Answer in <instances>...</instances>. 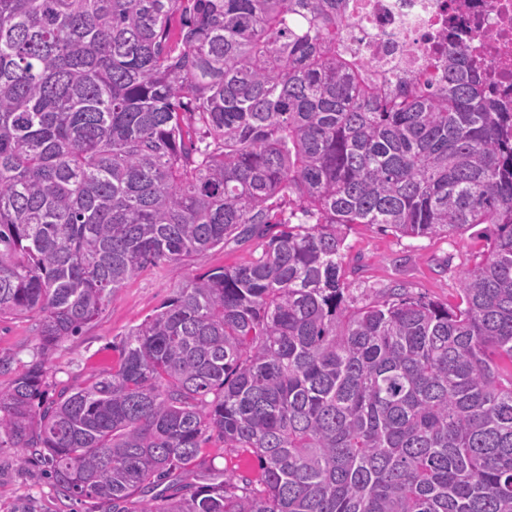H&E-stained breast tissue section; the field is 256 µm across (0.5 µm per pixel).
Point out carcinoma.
<instances>
[{"label": "carcinoma", "mask_w": 512, "mask_h": 512, "mask_svg": "<svg viewBox=\"0 0 512 512\" xmlns=\"http://www.w3.org/2000/svg\"><path fill=\"white\" fill-rule=\"evenodd\" d=\"M345 0H0V320L39 319L0 447L96 512H512V113L463 53L391 83ZM492 224L454 305H355L346 233ZM195 274L55 389L59 344L145 267ZM254 479L201 467L212 435Z\"/></svg>", "instance_id": "obj_1"}]
</instances>
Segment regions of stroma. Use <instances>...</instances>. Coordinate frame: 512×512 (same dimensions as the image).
<instances>
[{"mask_svg":"<svg viewBox=\"0 0 512 512\" xmlns=\"http://www.w3.org/2000/svg\"><path fill=\"white\" fill-rule=\"evenodd\" d=\"M492 230V225L481 224L462 235L399 238L374 225H353L343 258L351 294L362 305L399 284L411 294L455 303L460 276L481 254L484 236ZM262 249L259 241H232L180 268L167 263L146 268L119 289L94 322L60 344L50 363V381L60 387L77 385L110 370L119 361L122 335L193 275L253 261ZM37 329L32 315L0 321V358L9 363L0 372V388H7L31 361ZM205 460L216 469L250 478L259 473L256 457L227 451L216 437L205 446ZM0 512H88V506L59 495L42 464L22 463L16 449L0 448Z\"/></svg>","mask_w":512,"mask_h":512,"instance_id":"obj_1","label":"stroma"}]
</instances>
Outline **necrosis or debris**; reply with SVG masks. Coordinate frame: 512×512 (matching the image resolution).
<instances>
[{
    "label": "necrosis or debris",
    "mask_w": 512,
    "mask_h": 512,
    "mask_svg": "<svg viewBox=\"0 0 512 512\" xmlns=\"http://www.w3.org/2000/svg\"><path fill=\"white\" fill-rule=\"evenodd\" d=\"M347 49L398 80L438 75L448 46L465 50L498 111L512 113V0H347Z\"/></svg>",
    "instance_id": "obj_1"
}]
</instances>
